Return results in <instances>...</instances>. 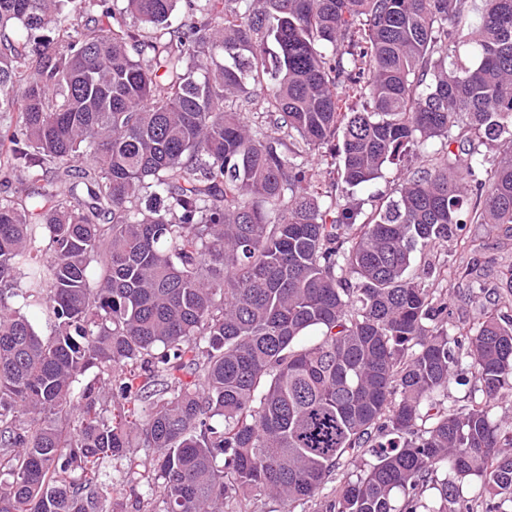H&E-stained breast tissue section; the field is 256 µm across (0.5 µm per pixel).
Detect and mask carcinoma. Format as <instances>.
Masks as SVG:
<instances>
[{"instance_id": "1", "label": "carcinoma", "mask_w": 512, "mask_h": 512, "mask_svg": "<svg viewBox=\"0 0 512 512\" xmlns=\"http://www.w3.org/2000/svg\"><path fill=\"white\" fill-rule=\"evenodd\" d=\"M470 224L512 240V0H0V512H512ZM399 173L394 168H387L383 172V177L375 180L370 186L359 189L355 193V198L365 202L364 209H370L371 196L392 195L397 184ZM493 303V296L480 294L475 298L472 304L463 306L459 310L453 307V314L448 317V332L452 333L457 328L465 327L466 329L472 324L473 318L479 313L482 306H490ZM466 321V322H464ZM477 389H480V384L475 382L471 375H468L466 380H462V382L456 383L453 381L448 386L447 393H444V396L442 395L440 399L445 406L458 407L466 404L474 395L476 400L481 399L482 392Z\"/></svg>"}]
</instances>
